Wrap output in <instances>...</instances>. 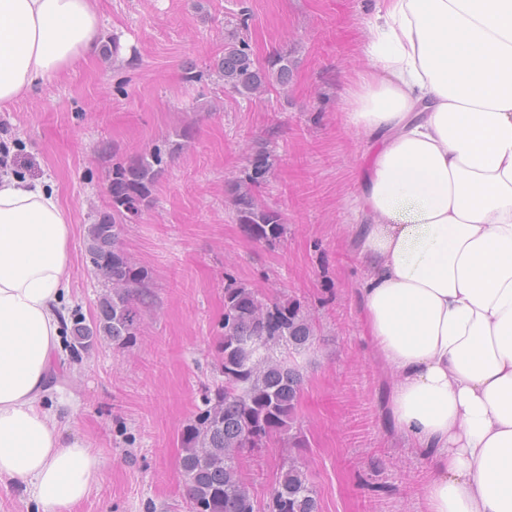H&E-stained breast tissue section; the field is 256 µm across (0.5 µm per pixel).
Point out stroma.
<instances>
[{
  "mask_svg": "<svg viewBox=\"0 0 512 512\" xmlns=\"http://www.w3.org/2000/svg\"><path fill=\"white\" fill-rule=\"evenodd\" d=\"M377 0H97L101 55L78 62L0 110L8 167L55 186L73 226L69 312L92 320L104 292L86 252L88 224L107 209L113 157L142 153L190 124L195 139L169 161L153 207L122 234L152 273V304L134 346L102 338L64 393L81 400L67 437L103 459L101 481L75 512H187L181 436L202 405L224 317V277L300 301L316 340L288 361L302 373L303 445L248 453L243 478L265 506L281 465L295 460L320 512H427L430 475L388 414L391 378L358 299L365 269L350 227L372 144L348 122L349 92L368 64ZM248 12L260 59L297 50L287 95L244 100L218 77L186 79L224 51L227 20ZM117 52H109V45ZM278 157L261 188L287 227L252 242L233 219L227 185L252 149Z\"/></svg>",
  "mask_w": 512,
  "mask_h": 512,
  "instance_id": "1",
  "label": "stroma"
}]
</instances>
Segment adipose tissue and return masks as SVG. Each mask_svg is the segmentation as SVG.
<instances>
[{
  "label": "adipose tissue",
  "mask_w": 512,
  "mask_h": 512,
  "mask_svg": "<svg viewBox=\"0 0 512 512\" xmlns=\"http://www.w3.org/2000/svg\"><path fill=\"white\" fill-rule=\"evenodd\" d=\"M99 51L94 0H0V104ZM350 124L375 149L351 230L390 414L430 460L428 512H512V0H378ZM70 217L0 175V483L74 512L102 460L66 439Z\"/></svg>",
  "instance_id": "adipose-tissue-1"
}]
</instances>
